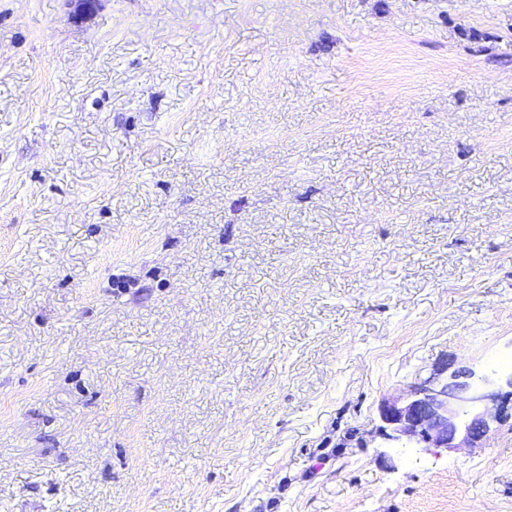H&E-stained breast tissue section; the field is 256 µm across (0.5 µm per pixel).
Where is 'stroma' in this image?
<instances>
[{"mask_svg":"<svg viewBox=\"0 0 512 512\" xmlns=\"http://www.w3.org/2000/svg\"><path fill=\"white\" fill-rule=\"evenodd\" d=\"M0 0V512H512V0ZM450 365L410 385L403 402L382 404L376 433L385 443L476 448L493 426L512 420V372L450 370Z\"/></svg>","mask_w":512,"mask_h":512,"instance_id":"obj_1","label":"stroma"}]
</instances>
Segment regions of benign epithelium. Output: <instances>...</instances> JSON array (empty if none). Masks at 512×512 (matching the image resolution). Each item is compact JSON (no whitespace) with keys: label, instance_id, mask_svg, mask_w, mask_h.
<instances>
[{"label":"benign epithelium","instance_id":"benign-epithelium-1","mask_svg":"<svg viewBox=\"0 0 512 512\" xmlns=\"http://www.w3.org/2000/svg\"><path fill=\"white\" fill-rule=\"evenodd\" d=\"M512 373L451 369L446 363L386 401L376 433L412 448H476L493 426L512 420Z\"/></svg>","mask_w":512,"mask_h":512}]
</instances>
